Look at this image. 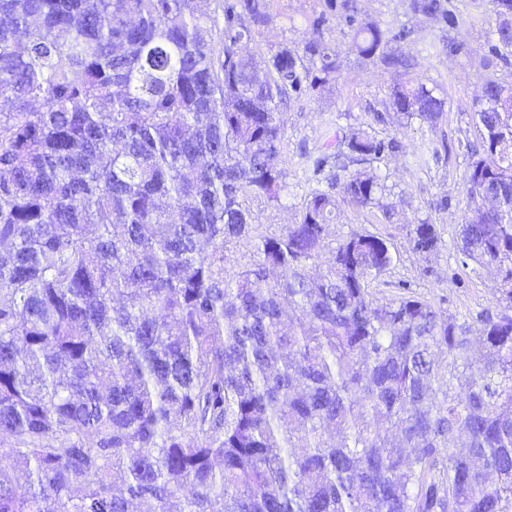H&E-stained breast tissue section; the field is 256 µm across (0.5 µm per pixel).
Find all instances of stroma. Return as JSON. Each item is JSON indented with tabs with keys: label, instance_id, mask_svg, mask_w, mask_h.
I'll return each instance as SVG.
<instances>
[{
	"label": "stroma",
	"instance_id": "stroma-1",
	"mask_svg": "<svg viewBox=\"0 0 512 512\" xmlns=\"http://www.w3.org/2000/svg\"><path fill=\"white\" fill-rule=\"evenodd\" d=\"M409 0H364L366 13L390 34H403V49L411 58L412 77L444 96L447 108L435 126L412 122L397 126L389 97L402 75L362 60L350 49L351 30L345 23H330L325 37L338 52L339 71L330 91L291 97L283 107L288 138V193L280 203L253 201L256 223L270 230L293 223L295 211L308 185L297 165L299 148L317 151L327 124L362 127L382 140H397V151L385 152L377 165L387 185L385 200L393 204L398 219L388 224L378 210L340 206L336 230H368L388 239L397 252L380 278L385 296H415L435 307L472 321L503 304L495 290L492 271L464 262L456 242L458 220L466 204L470 165L482 154L475 128L477 98L487 79L512 88V61L490 50V38L500 18L493 0H445L456 26L412 14ZM319 0H271L272 20L253 44L257 62H265L279 45L300 44L309 20L319 13ZM463 48L449 53V42ZM427 222L436 226L441 242L438 253L422 261L407 248L406 225Z\"/></svg>",
	"mask_w": 512,
	"mask_h": 512
}]
</instances>
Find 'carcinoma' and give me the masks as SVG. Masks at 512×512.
I'll use <instances>...</instances> for the list:
<instances>
[{
	"label": "carcinoma",
	"mask_w": 512,
	"mask_h": 512,
	"mask_svg": "<svg viewBox=\"0 0 512 512\" xmlns=\"http://www.w3.org/2000/svg\"><path fill=\"white\" fill-rule=\"evenodd\" d=\"M361 2L320 0L260 72L269 0H0V512H512V96L483 86L460 224L498 313L380 297L388 242L332 231L341 200L394 218V138L327 126L356 169L323 155L295 223H254L287 190L281 105L336 83L330 19L406 75L401 126L443 117ZM406 242L429 260L436 225Z\"/></svg>",
	"instance_id": "carcinoma-1"
}]
</instances>
